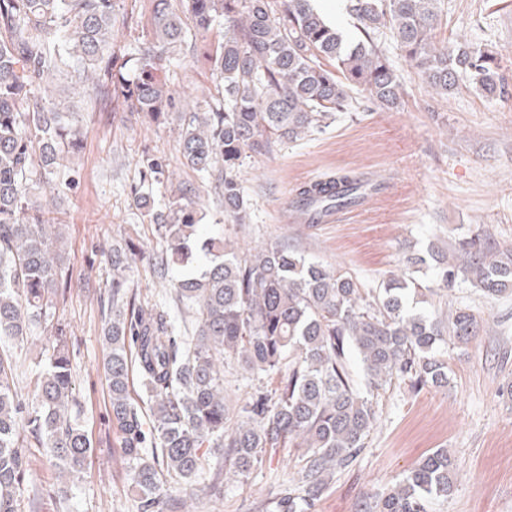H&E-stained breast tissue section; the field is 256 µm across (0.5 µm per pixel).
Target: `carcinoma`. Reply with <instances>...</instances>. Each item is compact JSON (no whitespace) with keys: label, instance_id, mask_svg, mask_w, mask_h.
<instances>
[{"label":"carcinoma","instance_id":"cac0c4a2","mask_svg":"<svg viewBox=\"0 0 512 512\" xmlns=\"http://www.w3.org/2000/svg\"><path fill=\"white\" fill-rule=\"evenodd\" d=\"M151 41L135 53L137 77L112 42L117 0H0V338L20 344L45 322L68 288L61 267L63 237H50L44 211L32 193L36 173L50 180L82 149L71 103L45 104L35 87L52 78L58 62L74 59L78 82L112 94V111L160 124L176 107L161 78L163 63L185 39L188 18L208 42L205 59L224 83L221 101L190 113L180 134L184 164L207 172L224 167V214L246 223L241 179L244 160L280 143L320 132L349 111L361 95L381 109L401 105L402 83L382 36L391 33L406 61L433 94L443 98L466 75L491 96L505 82L482 49L452 50L435 42L439 0H348L360 37L347 39L312 6V0H156ZM223 27L214 41L215 27ZM378 191L362 176L341 173L297 190L294 205L316 216L357 205ZM134 202L162 222L165 255L154 258L157 276L173 264L190 268L196 250L208 266L175 282L178 300L195 309L193 333L177 336L167 311L147 306L130 290L123 271L136 253L114 244L111 316L103 329L108 355L103 370L110 389L112 423L131 467V489L144 512H164V477L192 480L203 448L224 449V464L246 476L268 448L293 447L301 465L287 480L276 512H297L321 495L336 469L365 448L377 420L375 390L400 381L415 390L448 385V341L466 344L480 322L468 306L448 319L411 313L409 292L423 286L411 272L367 288L347 272L309 261L295 250L262 246L240 251L224 236L198 240L202 216L183 188L169 212L153 210L151 194ZM439 282L467 283L486 295L512 291V248L480 229L453 254L430 253ZM64 331L56 329L52 354L36 375L35 401L17 400L14 367L0 354V512H18L27 471L26 449H48L56 466L81 472L91 441L72 417L76 406ZM365 374L354 379L350 354ZM276 377L270 390L255 389L241 405L224 396L219 361ZM137 366L150 418L130 395ZM240 422L232 423L233 417ZM155 448L151 456L144 450ZM448 451L427 455L365 512H428L433 496L452 494Z\"/></svg>","mask_w":512,"mask_h":512}]
</instances>
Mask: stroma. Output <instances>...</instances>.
Instances as JSON below:
<instances>
[{"instance_id":"obj_1","label":"stroma","mask_w":512,"mask_h":512,"mask_svg":"<svg viewBox=\"0 0 512 512\" xmlns=\"http://www.w3.org/2000/svg\"><path fill=\"white\" fill-rule=\"evenodd\" d=\"M125 24L116 26L117 46L132 52L149 38L155 0H120ZM439 44L470 43L490 51L512 89V0H440ZM202 42L187 33L165 78L182 96L180 111L159 125L113 112L110 99L89 97L61 74L53 98L75 97L83 148L70 164V183L57 196L56 223L66 237L63 266L70 286L47 323L32 327L20 345L0 340L17 366L15 392L33 400L32 378L52 352L53 326L66 332L78 401V418L92 448L84 469L63 481L46 449L28 450L21 512H141L130 491V468L112 423L103 363L108 350L103 326L110 315L112 266L103 250L131 242L150 255L165 242L155 224L133 202L144 173L143 158H156L163 172L150 179L156 210H165L169 189L184 185L203 219L205 236L223 235L242 247L285 244L331 267H341L368 288L399 273L406 255H426L477 228L512 247V93L488 97L462 81L448 98L433 95L399 50L391 56L402 77L401 106L380 109L360 100L324 131L278 145L269 155L247 158L242 179L249 200L244 225L224 216L223 167L198 173L182 164L179 137L183 115L217 101L224 84L200 55ZM364 174L380 189L343 220L294 222L291 202L313 176ZM177 269L159 278L144 261L131 262L125 276L141 299L165 304L178 329L194 325L191 310L176 300ZM417 280L428 286L429 310L445 315L459 305L480 315L478 336L448 350V386L413 390L395 381L375 398L377 422L366 447L347 468L336 471L311 512H363L425 456L447 449L456 464L455 491L429 512H512V295L488 296L470 287L447 289L433 269ZM297 462L292 448L266 453L248 476L226 473L220 451L206 454L191 481L168 480L166 512H275L283 483ZM219 482L223 494L206 495Z\"/></svg>"}]
</instances>
